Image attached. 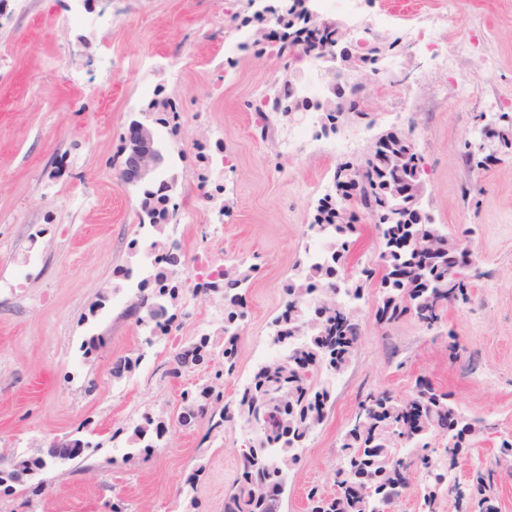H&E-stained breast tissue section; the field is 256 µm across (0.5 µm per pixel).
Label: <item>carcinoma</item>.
Returning <instances> with one entry per match:
<instances>
[{
    "mask_svg": "<svg viewBox=\"0 0 512 512\" xmlns=\"http://www.w3.org/2000/svg\"><path fill=\"white\" fill-rule=\"evenodd\" d=\"M304 2L275 0L257 12L256 18L262 21L268 14L277 20L279 57L302 52L320 61L322 56L310 52L301 39L304 33L311 38L317 32V27L310 26L306 10L296 9ZM398 150L408 154L400 167L390 162V155ZM421 162L416 151L384 141L363 159L340 163L333 182L342 199L347 196L350 175H357L362 204L372 213L381 240L380 264L358 271L360 284L354 296L361 297L362 287L374 283L380 295L379 320L390 323L412 314L432 327L440 321L444 305L464 295L471 271L448 255L445 247L430 256L419 253L418 246L440 238L439 230L428 216L420 217L405 207L396 211L386 198L388 186L423 175ZM314 223L334 225L342 245L330 260L305 272L302 281L285 286L288 304L275 319L278 333L273 337L275 343L285 337L291 342L302 333L304 344L288 360L259 368L235 400L224 401L221 391L211 384L184 393L189 405L196 406L206 419L207 434L240 422L257 434L243 454L224 512H279L287 471L299 458L296 450L326 417L332 396L328 377L347 367L360 336L354 313L336 307V294L340 278L352 276L343 257L347 237L356 231L361 217L342 204L331 207V197L325 196L318 203ZM254 271L253 266L236 263L224 268L221 351L228 374L235 368L239 342L236 323L243 306L239 290ZM214 345L211 336H201L190 349L171 356L166 374L181 375L195 365L189 355L207 359ZM460 420L448 393L430 384L418 387L411 399L398 400L385 391L368 393L358 402L353 422L341 440L342 455L333 472L336 493L328 500L311 488L307 498L316 499L312 512H383L399 500L409 486L410 475L418 470L426 480L420 512H437L436 500L448 493V487L441 485L442 478L468 443L459 433L456 442L440 446L432 443L431 435ZM466 500L477 501L479 512H497L492 506V470L475 471Z\"/></svg>",
    "mask_w": 512,
    "mask_h": 512,
    "instance_id": "cac0c4a2",
    "label": "carcinoma"
}]
</instances>
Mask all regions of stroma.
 I'll return each mask as SVG.
<instances>
[{
  "mask_svg": "<svg viewBox=\"0 0 512 512\" xmlns=\"http://www.w3.org/2000/svg\"><path fill=\"white\" fill-rule=\"evenodd\" d=\"M250 14L246 0H0V274L13 268V247L27 225L64 227L46 244L43 273L0 291V470L75 431L85 443L77 461L45 472L42 496L29 504L0 496V512H111L119 499L129 512H188L193 498L200 512H224L248 435L236 426L208 440L205 421L177 423L182 393L213 381L230 401L252 375L255 352L285 305L286 278L302 259L319 188L337 164L284 149L281 124L260 136L256 104L297 67L254 47ZM474 30L496 66L468 102L437 95L448 77L431 52L393 51L366 80L375 124L343 130L356 134L358 159L377 136L411 131L425 165L422 209L469 247L481 276L471 279L468 301L449 303L432 329L411 315L378 321L375 290L365 289L358 344L323 424L290 472L279 512H305L311 487L333 492L340 437L360 395L402 398L421 375L460 412L484 419L455 473L466 479L494 469L497 512H512V469L495 464L501 440L512 436V0H455L436 39L448 45ZM175 53L184 66L166 69ZM491 98L500 107L488 116ZM162 100L178 112L163 164L177 179L174 202L202 172L191 141L224 142V231L203 239L209 215L192 210L180 226L183 250L204 244L256 267L229 376L218 354L207 368L163 374L177 344L213 333L220 300L200 304L176 335L149 347L123 307L101 305L112 294L113 269L131 263L127 244L140 232L139 189L119 178L124 137L131 121ZM480 120L496 129L485 143L493 159L481 169L464 158ZM65 161L73 177L62 184L54 173ZM92 336L100 343L81 359L80 346ZM120 356L141 363L117 380L111 368ZM88 380L94 392H85ZM145 409L170 423L162 448L147 459L131 454L126 438ZM194 471L199 478L187 486Z\"/></svg>",
  "mask_w": 512,
  "mask_h": 512,
  "instance_id": "35a3bbf8",
  "label": "stroma"
}]
</instances>
